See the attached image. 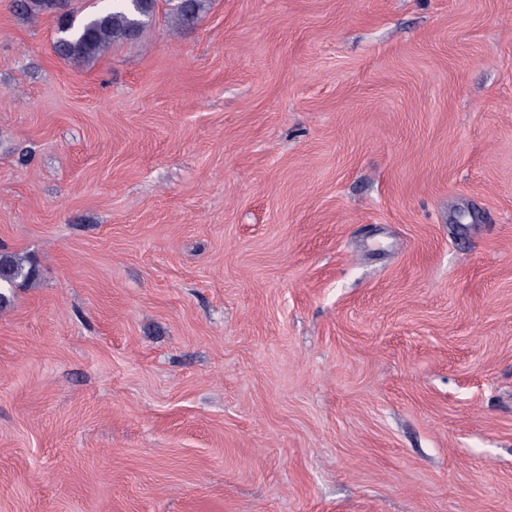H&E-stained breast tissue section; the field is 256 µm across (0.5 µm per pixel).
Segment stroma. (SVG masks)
<instances>
[{"label": "stroma", "instance_id": "stroma-1", "mask_svg": "<svg viewBox=\"0 0 512 512\" xmlns=\"http://www.w3.org/2000/svg\"><path fill=\"white\" fill-rule=\"evenodd\" d=\"M54 38L0 0V512H512V0ZM38 277L34 260L0 248V309L12 303L17 288L34 283Z\"/></svg>", "mask_w": 512, "mask_h": 512}]
</instances>
